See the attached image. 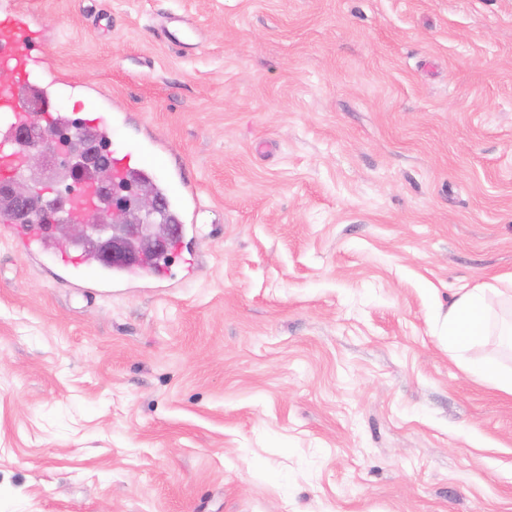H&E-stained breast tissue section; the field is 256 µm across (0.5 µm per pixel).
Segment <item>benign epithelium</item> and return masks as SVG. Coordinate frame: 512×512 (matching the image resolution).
<instances>
[{"label": "benign epithelium", "mask_w": 512, "mask_h": 512, "mask_svg": "<svg viewBox=\"0 0 512 512\" xmlns=\"http://www.w3.org/2000/svg\"><path fill=\"white\" fill-rule=\"evenodd\" d=\"M56 138L55 131L37 125L19 133L23 161L31 171L44 173L66 164V158L57 152ZM83 164L95 170L98 209L88 221L57 224L55 230L72 242L93 246L97 256L105 260L127 262L166 252L174 232L163 219L160 198L144 190L131 197L118 190L110 166L100 159L99 148L93 143L85 144ZM0 206L19 223H33L45 215L32 189L18 180L0 182ZM131 212L136 219H130Z\"/></svg>", "instance_id": "7a95c632"}]
</instances>
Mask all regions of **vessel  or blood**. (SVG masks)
<instances>
[{
	"mask_svg": "<svg viewBox=\"0 0 512 512\" xmlns=\"http://www.w3.org/2000/svg\"><path fill=\"white\" fill-rule=\"evenodd\" d=\"M40 43V35L23 11L0 9V69L10 71L11 81L0 83V179L17 180L23 178L24 170L18 164L16 134L28 124L46 128L58 127L60 119L55 114L53 103L58 95L54 86H46V106L42 111L29 112L24 107L27 87L33 80L40 78L44 61L35 55L34 50ZM100 140L108 142L111 151V164L115 176L128 177L132 164H141L150 171L158 166L157 158L147 150L136 151L126 143L112 139L113 123L106 115H98L93 120ZM76 191L72 203L66 211L49 215L43 224H18L11 214L0 213V233L7 235L14 244L29 256L45 254L51 232V226L60 221L74 222L90 213L98 204L94 184L86 175H78ZM162 198L175 222L177 236L197 232L195 223L187 222L186 216L194 198L192 188H166ZM57 266L65 269L74 286L78 288H109L121 284L133 271L130 264H107L97 259L93 250H83L82 254L60 252L55 256Z\"/></svg>",
	"mask_w": 512,
	"mask_h": 512,
	"instance_id": "vessel-or-blood-1",
	"label": "vessel or blood"
}]
</instances>
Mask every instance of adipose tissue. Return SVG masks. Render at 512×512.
Instances as JSON below:
<instances>
[{
    "label": "adipose tissue",
    "mask_w": 512,
    "mask_h": 512,
    "mask_svg": "<svg viewBox=\"0 0 512 512\" xmlns=\"http://www.w3.org/2000/svg\"><path fill=\"white\" fill-rule=\"evenodd\" d=\"M443 334L469 377L512 396V364H503L499 357L472 360L465 355L472 344L492 336L501 354L512 356V276L495 277L455 293Z\"/></svg>",
    "instance_id": "adipose-tissue-1"
}]
</instances>
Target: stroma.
<instances>
[{
	"label": "stroma",
	"instance_id": "35a3bbf8",
	"mask_svg": "<svg viewBox=\"0 0 512 512\" xmlns=\"http://www.w3.org/2000/svg\"><path fill=\"white\" fill-rule=\"evenodd\" d=\"M14 2L58 112L194 188L199 271L0 236V512H512V397L440 334L512 274V0ZM55 264L65 269L76 288H112L130 274L137 265L121 263H103L99 261L92 249H85L81 255L71 252L55 254Z\"/></svg>",
	"mask_w": 512,
	"mask_h": 512
}]
</instances>
